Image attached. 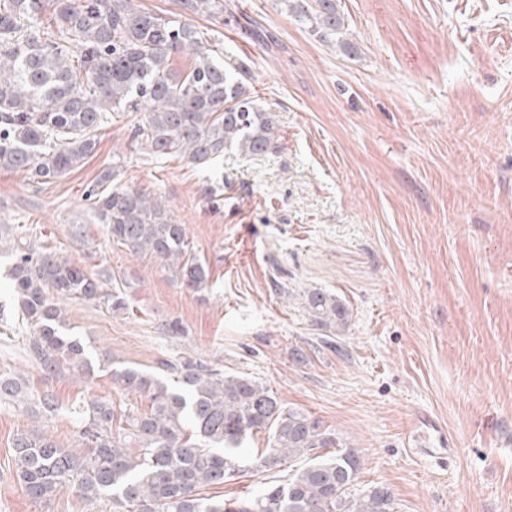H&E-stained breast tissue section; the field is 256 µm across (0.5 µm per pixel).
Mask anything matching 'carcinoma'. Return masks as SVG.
I'll list each match as a JSON object with an SVG mask.
<instances>
[{
    "label": "carcinoma",
    "mask_w": 512,
    "mask_h": 512,
    "mask_svg": "<svg viewBox=\"0 0 512 512\" xmlns=\"http://www.w3.org/2000/svg\"><path fill=\"white\" fill-rule=\"evenodd\" d=\"M324 40L345 34L338 0H283ZM193 13L224 22L223 0H182ZM49 33L41 26L43 0H0V168L43 185L81 167L98 134L117 116L143 114L136 135L149 154L181 156L208 165L228 149L244 158L275 149V113L259 107L244 86L247 64L224 59L194 26L140 9L134 0H53ZM195 55L177 71L172 56ZM100 174L86 200L94 223L112 242L151 252L182 285L200 290L209 268L193 253L186 225L173 219L162 197L115 183ZM13 258L10 276L29 324L28 349L53 375L66 365L94 370L85 345L64 335L62 304L102 303L128 309L108 288L112 279L34 241L29 224H0V254ZM319 342L340 349L352 311L326 288L300 294ZM158 372L112 371L124 389L148 398L149 410H123L91 395L75 411L79 448L20 433L13 442L17 478L34 499L52 500L69 489L93 503L112 501L115 512H397L391 493L350 489L361 462L322 421L285 406L263 383L185 358L162 361ZM57 410L53 396L29 388L20 375L0 373V405ZM268 432L265 452L252 458L257 472L303 459L288 483L268 486L246 502L202 497L220 486L245 458L243 443ZM321 448L335 452L320 454Z\"/></svg>",
    "instance_id": "carcinoma-1"
}]
</instances>
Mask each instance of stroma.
Instances as JSON below:
<instances>
[{
    "instance_id": "stroma-1",
    "label": "stroma",
    "mask_w": 512,
    "mask_h": 512,
    "mask_svg": "<svg viewBox=\"0 0 512 512\" xmlns=\"http://www.w3.org/2000/svg\"><path fill=\"white\" fill-rule=\"evenodd\" d=\"M264 37L136 0L192 24L245 61V85L275 113L277 146L258 162L212 166L147 153L134 123L99 134L85 165L34 187L0 169V220L112 276L129 308L71 302L68 335L92 362L156 371L193 358L264 383L353 449L352 494L383 487L399 512H512V0H340L351 49L323 41L283 0H232ZM115 169L121 185L162 196L210 270L193 292L159 258L112 243L85 196ZM327 288L352 318L340 351L318 345L299 298ZM50 393L55 415L0 406V512H112L110 501L30 498L13 441L38 432L78 447L87 393L147 410L106 369L46 376L23 340L0 341V373ZM429 419L448 436L426 454ZM289 469L240 468L214 487L234 501L287 482Z\"/></svg>"
}]
</instances>
